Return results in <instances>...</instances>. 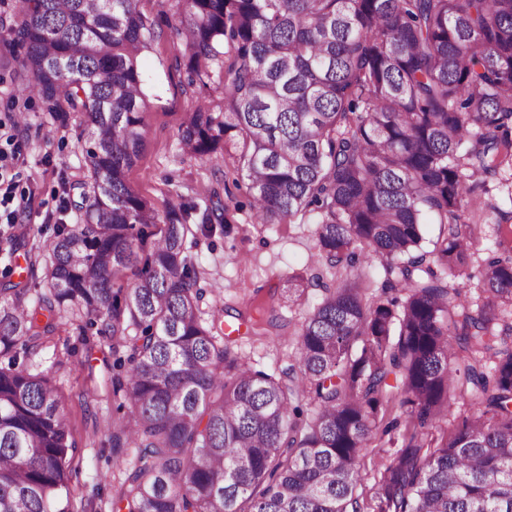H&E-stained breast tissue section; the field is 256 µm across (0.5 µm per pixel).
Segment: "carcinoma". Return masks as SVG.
<instances>
[{"instance_id": "1", "label": "carcinoma", "mask_w": 512, "mask_h": 512, "mask_svg": "<svg viewBox=\"0 0 512 512\" xmlns=\"http://www.w3.org/2000/svg\"><path fill=\"white\" fill-rule=\"evenodd\" d=\"M140 0H15L0 46L25 49L19 93L84 115L76 224L24 252L43 288L0 282V512H74L76 441L52 378L29 365L65 313L112 352V512H364L359 460L379 413L405 408L408 444L383 464L373 512H512V211L481 295L462 299L480 224L472 177L512 169V0H179L173 32L224 112L196 105L179 137L224 154L261 226L315 220L322 272L244 296L245 335L293 338L261 369L207 318L188 223L159 215L127 172L154 37ZM446 228L424 248L423 225ZM31 225L12 232L9 253ZM381 260V292L357 268ZM132 278L124 280L125 272ZM473 413L452 419L453 394Z\"/></svg>"}]
</instances>
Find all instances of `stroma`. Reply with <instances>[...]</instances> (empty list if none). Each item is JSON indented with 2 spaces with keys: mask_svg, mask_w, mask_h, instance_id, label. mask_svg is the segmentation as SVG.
<instances>
[{
  "mask_svg": "<svg viewBox=\"0 0 512 512\" xmlns=\"http://www.w3.org/2000/svg\"><path fill=\"white\" fill-rule=\"evenodd\" d=\"M140 7L154 23V38L140 59L144 88L149 101L148 127L136 164L127 174L131 186L158 213L180 201L191 200L203 190L211 205L229 208L232 222L194 224L193 251L205 275L204 307L220 312L224 323L234 320L245 293L267 284L271 274L281 280L316 273L312 260L315 240L311 220L278 224L257 231L244 190L226 176L223 162H201L183 155L178 138L184 121L197 102H208L212 111L224 109V82L214 79L207 87L192 84L181 57V45L171 28L178 18V0H141ZM22 49L0 48V122L13 124L17 113L29 115L21 131L24 164L19 188L25 195L26 217L32 231L27 245H41L56 224H74L77 210L68 207V192L88 174L78 137L82 118L69 114L57 119L35 98L17 94ZM84 321L65 316L60 321L55 344L44 349L35 363L48 371L64 396L65 411L73 428L78 452L73 460L71 494L87 512H109L112 498V443L108 425L112 420V372L104 350H86L81 343ZM405 410L393 407L385 421H397L390 431L392 447H369L360 461V485L364 495L377 488L379 472L392 448L407 444L403 425Z\"/></svg>",
  "mask_w": 512,
  "mask_h": 512,
  "instance_id": "obj_1",
  "label": "stroma"
}]
</instances>
